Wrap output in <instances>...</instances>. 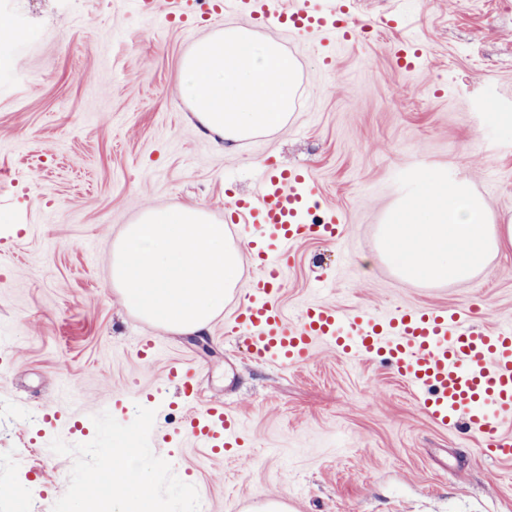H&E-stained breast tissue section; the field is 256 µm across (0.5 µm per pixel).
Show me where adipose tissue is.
Listing matches in <instances>:
<instances>
[{"label": "adipose tissue", "mask_w": 512, "mask_h": 512, "mask_svg": "<svg viewBox=\"0 0 512 512\" xmlns=\"http://www.w3.org/2000/svg\"><path fill=\"white\" fill-rule=\"evenodd\" d=\"M180 93L193 117L222 141L238 143L285 127L297 69L281 45L229 26L196 41L180 65ZM381 227L390 264L408 281L459 283L484 270L493 253L512 248V224H493L483 199L447 172L415 176ZM120 487L112 512L134 503L153 512L150 475L134 459L112 462Z\"/></svg>", "instance_id": "adipose-tissue-1"}]
</instances>
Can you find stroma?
Listing matches in <instances>:
<instances>
[{
	"label": "stroma",
	"mask_w": 512,
	"mask_h": 512,
	"mask_svg": "<svg viewBox=\"0 0 512 512\" xmlns=\"http://www.w3.org/2000/svg\"><path fill=\"white\" fill-rule=\"evenodd\" d=\"M357 32L333 62L311 38L238 12L189 23L129 0H0L20 29L0 52V512H73L91 467L129 444L157 484L156 512H512V458L433 425L386 365L318 349L281 369L248 359L225 322L173 335L130 312L110 278L112 240L143 210L196 203L223 221L257 193L268 158L307 171L343 233L298 245L281 297L296 320L325 279L342 311L480 307L512 319V251L467 281L402 282L378 228L416 174L467 180L495 220L512 215V0H344ZM236 24L278 41L301 76L282 130L225 148L179 88L180 63ZM418 49L416 71L396 47ZM154 337L155 361L137 355ZM199 369L200 401H224L249 435L223 457L180 430L169 366Z\"/></svg>",
	"instance_id": "stroma-1"
}]
</instances>
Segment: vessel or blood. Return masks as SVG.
<instances>
[{"label":"vessel or blood","instance_id":"b4317fda","mask_svg":"<svg viewBox=\"0 0 512 512\" xmlns=\"http://www.w3.org/2000/svg\"><path fill=\"white\" fill-rule=\"evenodd\" d=\"M222 9L244 10L273 19L289 31L351 39L354 32L336 0L284 10L273 0H222ZM258 196L227 203L226 222L246 225L254 271L245 283L244 302L232 315L229 333L246 337L250 359L281 367L307 362L322 345L360 361L387 358L426 417L444 430H462L500 455L512 453L503 427L512 422V322L480 326L466 310L406 307L387 317L368 309L342 313L332 303L306 304L297 323H288L279 304L285 285L283 257L299 242L333 239L341 217L324 210L318 223L307 215L319 195L309 174L268 161L259 173ZM168 376L179 385L185 404L199 396L190 366L174 365ZM183 432L199 447L220 456L242 438L240 421L223 403L188 412Z\"/></svg>","mask_w":512,"mask_h":512}]
</instances>
